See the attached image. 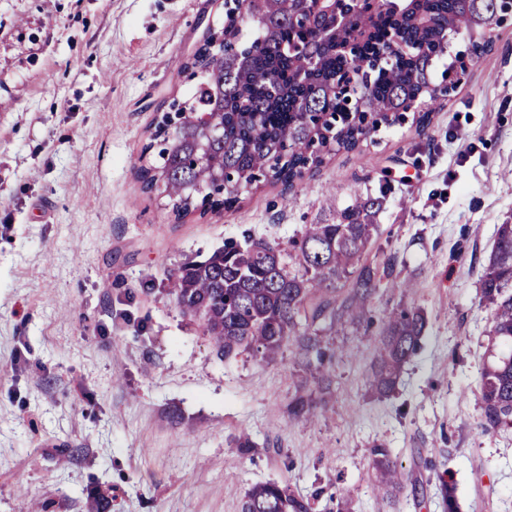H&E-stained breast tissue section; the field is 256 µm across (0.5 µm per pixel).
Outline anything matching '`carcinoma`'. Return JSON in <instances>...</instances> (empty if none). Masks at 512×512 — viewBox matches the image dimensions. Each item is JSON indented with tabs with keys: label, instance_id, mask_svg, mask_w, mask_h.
I'll list each match as a JSON object with an SVG mask.
<instances>
[{
	"label": "carcinoma",
	"instance_id": "1",
	"mask_svg": "<svg viewBox=\"0 0 512 512\" xmlns=\"http://www.w3.org/2000/svg\"><path fill=\"white\" fill-rule=\"evenodd\" d=\"M512 14V0H409L373 13L369 0H348L350 19L338 39L324 32L335 17L317 0H251L241 25L223 27L215 45L199 48L186 68L197 79L190 103L172 102L177 116L157 159L142 169L144 188L157 191L180 218L198 207H232L242 192L272 180L291 187L322 161L317 150L355 148L372 129L392 124L422 103L455 89L464 65L439 70L448 28L470 37L469 57L491 45L490 27ZM224 170V179L211 174ZM358 199L334 224H308L290 250L228 243L205 260L180 268L175 297L199 319L226 355L239 348L271 354L294 341L323 360L309 336L319 320L356 324L371 305L377 270L360 263L378 233L374 207ZM356 276L343 297L330 286ZM481 301L492 312L488 357L481 371L484 430L512 425V224L497 229L482 276ZM426 320L417 308L391 312L384 322L370 385L390 393L415 353ZM385 491L401 492L409 475L392 449L373 448ZM244 512H312L308 501L276 484L256 487Z\"/></svg>",
	"mask_w": 512,
	"mask_h": 512
}]
</instances>
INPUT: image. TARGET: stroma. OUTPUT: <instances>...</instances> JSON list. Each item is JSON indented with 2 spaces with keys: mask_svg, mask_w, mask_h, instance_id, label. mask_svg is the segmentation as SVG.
I'll list each match as a JSON object with an SVG mask.
<instances>
[{
  "mask_svg": "<svg viewBox=\"0 0 512 512\" xmlns=\"http://www.w3.org/2000/svg\"><path fill=\"white\" fill-rule=\"evenodd\" d=\"M224 0H0V512H242L275 483L313 512H512V428L480 427L490 311L481 278L512 223V23L449 96L267 183L178 218L142 166ZM383 205L364 259L393 263L357 325L220 353L173 277L233 241L288 247L355 197ZM426 317L389 396L369 377L386 312ZM310 397L315 418L290 413ZM247 435L252 445L236 440ZM412 481L390 501L371 450Z\"/></svg>",
  "mask_w": 512,
  "mask_h": 512,
  "instance_id": "1",
  "label": "stroma"
}]
</instances>
